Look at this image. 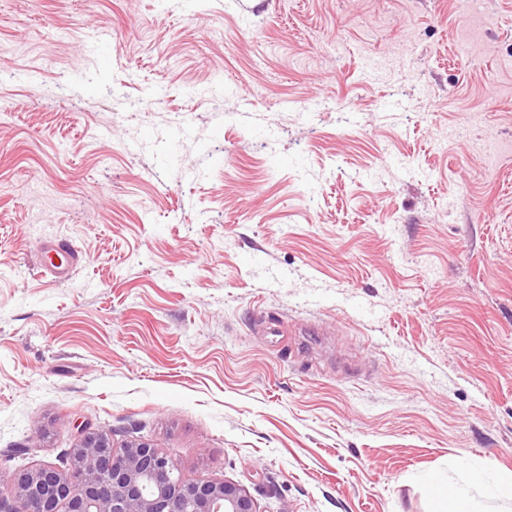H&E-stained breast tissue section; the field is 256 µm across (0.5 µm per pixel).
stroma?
<instances>
[{"mask_svg":"<svg viewBox=\"0 0 512 512\" xmlns=\"http://www.w3.org/2000/svg\"><path fill=\"white\" fill-rule=\"evenodd\" d=\"M83 423L259 512L512 472V0H0V499ZM44 266L62 280L70 277L77 254L60 242L47 244L42 252Z\"/></svg>","mask_w":512,"mask_h":512,"instance_id":"35a3bbf8","label":"stroma"}]
</instances>
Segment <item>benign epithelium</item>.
Segmentation results:
<instances>
[{"label": "benign epithelium", "instance_id": "obj_1", "mask_svg": "<svg viewBox=\"0 0 512 512\" xmlns=\"http://www.w3.org/2000/svg\"><path fill=\"white\" fill-rule=\"evenodd\" d=\"M23 503L36 498L39 512H257L248 491L233 482L184 481L174 460L148 442L116 448L87 426L66 471L35 467L12 476Z\"/></svg>", "mask_w": 512, "mask_h": 512}]
</instances>
